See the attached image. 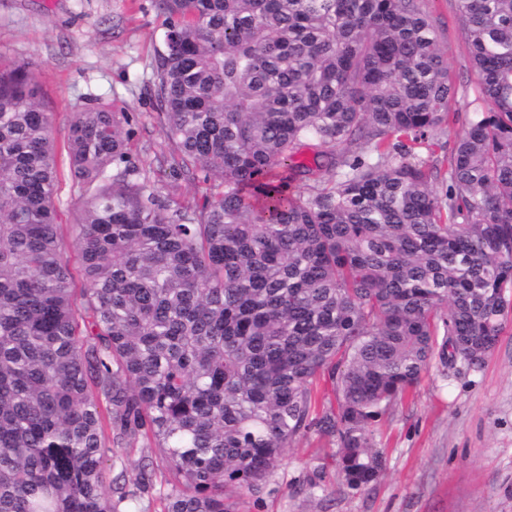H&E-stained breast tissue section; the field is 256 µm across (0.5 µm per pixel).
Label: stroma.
<instances>
[{
	"mask_svg": "<svg viewBox=\"0 0 512 512\" xmlns=\"http://www.w3.org/2000/svg\"><path fill=\"white\" fill-rule=\"evenodd\" d=\"M430 9L457 100L472 101L477 77L458 2L432 0ZM163 34L152 0H0V61L33 72L51 116L62 233L79 217L66 152L72 112L95 103L125 110L135 158L167 151L148 86ZM371 438L385 469L367 488L344 485L335 437L310 433L286 448L260 493L230 500L237 512H512V323L479 369L433 360Z\"/></svg>",
	"mask_w": 512,
	"mask_h": 512,
	"instance_id": "obj_1",
	"label": "stroma"
}]
</instances>
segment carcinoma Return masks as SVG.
<instances>
[{
  "label": "carcinoma",
  "instance_id": "carcinoma-1",
  "mask_svg": "<svg viewBox=\"0 0 512 512\" xmlns=\"http://www.w3.org/2000/svg\"><path fill=\"white\" fill-rule=\"evenodd\" d=\"M458 2L479 104L443 177L419 150L460 113L427 0H155L165 190L129 113H72L68 241L50 113L0 64V512H119L154 490L108 466L141 440L162 512H233L312 430L360 489L432 360L482 366L512 319V0ZM150 443L146 440H141L137 447L129 454L128 461L125 458L126 470L131 473V468L135 465H141L142 463H151L153 469V480L155 483V489L158 491L164 486V477L166 475V464L159 459L155 453L154 448L150 447Z\"/></svg>",
  "mask_w": 512,
  "mask_h": 512
}]
</instances>
